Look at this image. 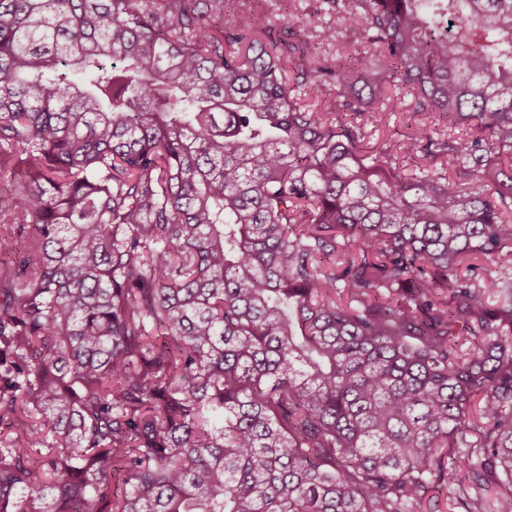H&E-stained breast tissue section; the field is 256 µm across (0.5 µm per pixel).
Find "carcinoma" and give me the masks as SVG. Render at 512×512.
<instances>
[{
  "mask_svg": "<svg viewBox=\"0 0 512 512\" xmlns=\"http://www.w3.org/2000/svg\"><path fill=\"white\" fill-rule=\"evenodd\" d=\"M326 2L0 0V512H512V0ZM322 0H247L240 2L236 12L230 11L224 2V19L243 21L251 10H262L270 20V25L277 31L288 27L294 32L302 35L309 47L314 45L316 30L330 26L336 31V41L323 43L316 47L317 53L326 58H337L339 54L347 51H367V45L360 37L353 35L341 22L337 21L336 15H326L320 11ZM375 106L381 107L384 112H388L389 125L386 128H375L368 114L362 118L365 124L368 144L374 146L381 139L400 137L408 124L425 123L431 129H445V118L439 114L421 115L414 112L415 101L410 91L405 89L387 87L384 94L375 103Z\"/></svg>",
  "mask_w": 512,
  "mask_h": 512,
  "instance_id": "obj_1",
  "label": "carcinoma"
}]
</instances>
